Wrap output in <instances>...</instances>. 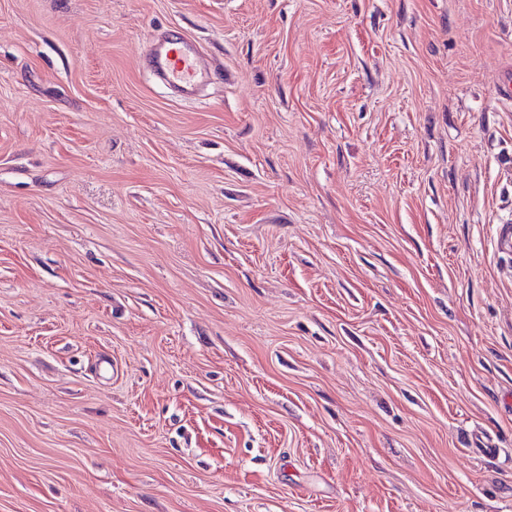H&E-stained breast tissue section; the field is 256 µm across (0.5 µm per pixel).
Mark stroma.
Masks as SVG:
<instances>
[{"instance_id":"1","label":"stroma","mask_w":512,"mask_h":512,"mask_svg":"<svg viewBox=\"0 0 512 512\" xmlns=\"http://www.w3.org/2000/svg\"><path fill=\"white\" fill-rule=\"evenodd\" d=\"M511 82L512 0H0V512H512ZM152 62L154 69L167 83L184 92L194 90L203 82L197 52L185 39L155 47Z\"/></svg>"}]
</instances>
